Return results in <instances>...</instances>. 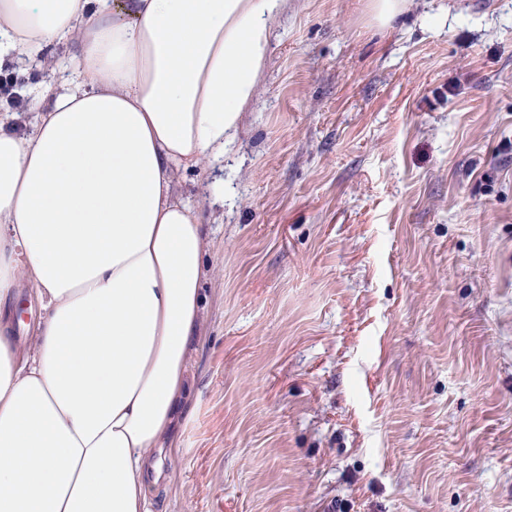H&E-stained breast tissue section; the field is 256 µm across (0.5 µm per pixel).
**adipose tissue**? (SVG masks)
<instances>
[{
	"mask_svg": "<svg viewBox=\"0 0 512 512\" xmlns=\"http://www.w3.org/2000/svg\"><path fill=\"white\" fill-rule=\"evenodd\" d=\"M286 4L0 0V63L80 45L32 131L0 113V512H149L202 336L207 240L173 173L229 152Z\"/></svg>",
	"mask_w": 512,
	"mask_h": 512,
	"instance_id": "ef3b65f1",
	"label": "adipose tissue"
}]
</instances>
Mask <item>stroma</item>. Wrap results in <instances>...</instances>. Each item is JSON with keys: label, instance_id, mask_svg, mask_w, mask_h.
<instances>
[{"label": "stroma", "instance_id": "obj_1", "mask_svg": "<svg viewBox=\"0 0 512 512\" xmlns=\"http://www.w3.org/2000/svg\"><path fill=\"white\" fill-rule=\"evenodd\" d=\"M76 55L0 68L25 121ZM175 191L204 340L150 512H512V0H288ZM409 0H371L375 18L381 25L387 26L407 10Z\"/></svg>", "mask_w": 512, "mask_h": 512}]
</instances>
